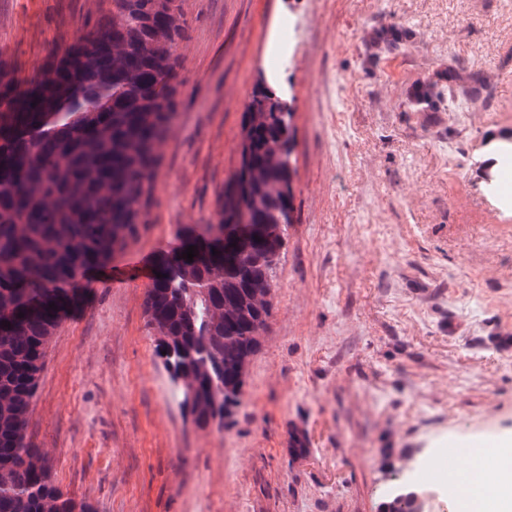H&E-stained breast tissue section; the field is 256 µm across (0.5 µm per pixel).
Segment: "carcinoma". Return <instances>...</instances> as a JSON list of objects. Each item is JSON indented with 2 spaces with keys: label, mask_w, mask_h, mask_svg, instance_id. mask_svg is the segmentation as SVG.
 <instances>
[{
  "label": "carcinoma",
  "mask_w": 512,
  "mask_h": 512,
  "mask_svg": "<svg viewBox=\"0 0 512 512\" xmlns=\"http://www.w3.org/2000/svg\"><path fill=\"white\" fill-rule=\"evenodd\" d=\"M177 0H100L78 40L24 93L0 90V512H76L26 415L46 344L77 304L80 280L150 229L154 187L181 105ZM439 82L416 103L434 107ZM112 105L87 122L83 111ZM291 113L260 84L242 113V141L215 223L184 234L193 262L172 251L145 298L156 355L180 404L206 428L231 422L245 369L272 316L269 296L292 210ZM57 309L49 308V305ZM24 317H18V314ZM398 486L380 512H405Z\"/></svg>",
  "instance_id": "cac0c4a2"
}]
</instances>
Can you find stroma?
Segmentation results:
<instances>
[{
  "instance_id": "stroma-1",
  "label": "stroma",
  "mask_w": 512,
  "mask_h": 512,
  "mask_svg": "<svg viewBox=\"0 0 512 512\" xmlns=\"http://www.w3.org/2000/svg\"><path fill=\"white\" fill-rule=\"evenodd\" d=\"M97 0H0V76L27 85ZM182 104L152 227L113 261L157 271L180 224L211 223L280 17L302 21L287 96L293 211L272 316L228 427L172 399L143 286L88 278L48 343L26 440L92 512H378L449 441L512 439V0H180ZM400 49L377 50L391 26ZM456 69L480 89L420 111ZM300 433L307 453L290 447ZM111 448V457L101 454Z\"/></svg>"
}]
</instances>
